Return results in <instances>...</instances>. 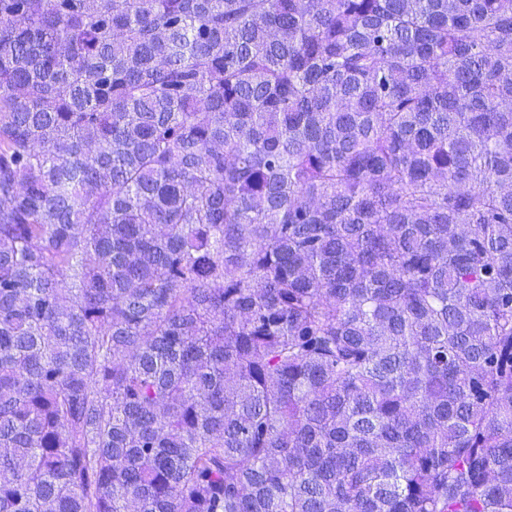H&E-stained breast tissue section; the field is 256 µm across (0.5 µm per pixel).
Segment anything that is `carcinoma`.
I'll list each match as a JSON object with an SVG mask.
<instances>
[{
	"label": "carcinoma",
	"mask_w": 512,
	"mask_h": 512,
	"mask_svg": "<svg viewBox=\"0 0 512 512\" xmlns=\"http://www.w3.org/2000/svg\"><path fill=\"white\" fill-rule=\"evenodd\" d=\"M512 0H0V512H512Z\"/></svg>",
	"instance_id": "carcinoma-1"
}]
</instances>
